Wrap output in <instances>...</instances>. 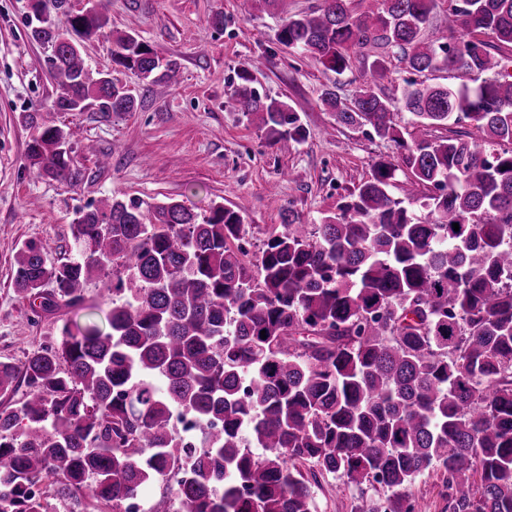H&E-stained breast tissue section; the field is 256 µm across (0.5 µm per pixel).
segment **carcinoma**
<instances>
[{"mask_svg":"<svg viewBox=\"0 0 512 512\" xmlns=\"http://www.w3.org/2000/svg\"><path fill=\"white\" fill-rule=\"evenodd\" d=\"M29 2L59 111L137 108L89 68L86 40L144 81L175 76L135 30L105 31L102 10ZM363 2L322 0L275 33L338 76L362 58L369 79L352 100L327 89L322 103L399 150L336 213L318 224L285 213L251 253L242 216L221 204L200 214L114 196L79 211L66 261L43 243L16 251L14 288L30 311L76 308L91 282L111 307L104 326L66 320L55 343L0 360V395L28 388L0 410V512H47L33 494L46 479L59 501L88 495L122 512L171 471L176 484L144 512H314L319 473L381 488L354 512H422L410 486L430 470L445 475V512H512V0ZM437 9L466 37L431 30ZM394 59L412 74L396 98L381 88ZM441 68L475 88L418 80ZM242 80L231 97L244 117L286 150L305 140L296 112ZM395 112L426 135L404 137ZM24 119L38 172L75 178L69 133ZM463 122L477 134L428 135ZM398 171L435 193L394 195ZM177 410L196 421L191 445L172 432Z\"/></svg>","mask_w":512,"mask_h":512,"instance_id":"cac0c4a2","label":"carcinoma"}]
</instances>
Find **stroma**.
I'll return each mask as SVG.
<instances>
[{
  "instance_id": "obj_1",
  "label": "stroma",
  "mask_w": 512,
  "mask_h": 512,
  "mask_svg": "<svg viewBox=\"0 0 512 512\" xmlns=\"http://www.w3.org/2000/svg\"><path fill=\"white\" fill-rule=\"evenodd\" d=\"M320 2L285 0L275 10L257 0H107L111 29L133 27L178 64L174 79L152 84L113 63L101 43H85L87 63L137 101L136 111L115 116L54 108L48 51L25 26L27 0H0V360L18 363L53 343L62 320L103 321L108 304L98 285L85 289L83 308L43 316L35 327L12 285L16 248L49 242L57 257H66L75 212L88 203L115 193L170 198L198 211L221 203L251 225V249L281 225L283 211L319 223L335 212L341 196L370 178L376 162L396 160L395 143L338 123L321 103L323 90L335 84L342 95H353L365 79L360 62L338 77L273 40L283 12ZM217 11L224 14L220 31L208 25ZM257 58L264 62L255 84L263 101L286 103L306 128L305 142L291 150L281 149L276 134L250 124L230 98ZM28 112L69 130L76 179L42 176L30 165ZM360 493L377 495L374 487L360 492L326 477L316 491V512H352Z\"/></svg>"
}]
</instances>
